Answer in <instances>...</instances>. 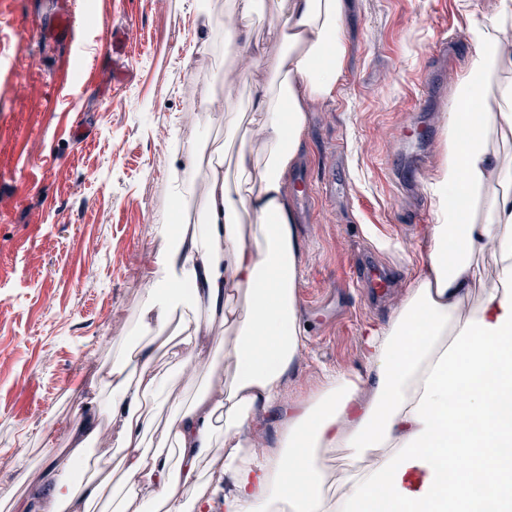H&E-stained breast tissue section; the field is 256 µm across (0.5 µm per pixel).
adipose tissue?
<instances>
[{
  "label": "adipose tissue",
  "instance_id": "obj_1",
  "mask_svg": "<svg viewBox=\"0 0 512 512\" xmlns=\"http://www.w3.org/2000/svg\"><path fill=\"white\" fill-rule=\"evenodd\" d=\"M238 16L268 11L281 47L271 83L253 85L265 115L263 157L247 138L234 151L242 177L214 170L204 221L161 228L173 243L146 274L137 340H123L100 377L109 403L84 398L67 455L46 469L52 512H91L98 502L138 512H512L511 59L497 38L512 0L475 21L474 45L448 115L444 161L429 185L440 203L424 270L389 322L365 326L362 367L328 372L304 398H289L288 372L302 345L296 295L300 245L284 176L306 129L305 105L335 98L344 72V0H233ZM499 188L484 195L489 173ZM493 281L476 288L485 256ZM224 334L200 342L202 321ZM164 368H156L157 357ZM209 365L224 385L204 389L157 425L151 405L186 370ZM277 410L279 444L258 447L260 412ZM118 425L119 481L89 471L102 423ZM174 440L177 455L150 447ZM342 452L352 472L332 475L323 457ZM217 456L221 466L206 474ZM224 486L215 499L204 476Z\"/></svg>",
  "mask_w": 512,
  "mask_h": 512
}]
</instances>
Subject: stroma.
I'll use <instances>...</instances> for the list:
<instances>
[{"label": "stroma", "mask_w": 512, "mask_h": 512, "mask_svg": "<svg viewBox=\"0 0 512 512\" xmlns=\"http://www.w3.org/2000/svg\"><path fill=\"white\" fill-rule=\"evenodd\" d=\"M48 3L0 0V495L16 497L42 482L45 449L66 447L80 400L141 320L143 272L172 222L174 131L207 148L196 223L224 140L251 111L249 79H269L281 55L226 39L228 0H72L75 47L35 35ZM497 3L345 0L342 83L310 103L295 161L317 185L309 207L286 185L305 342L289 393L360 366L363 328L385 323L420 276L468 30ZM358 261L391 272L384 298L355 285Z\"/></svg>", "instance_id": "obj_1"}]
</instances>
